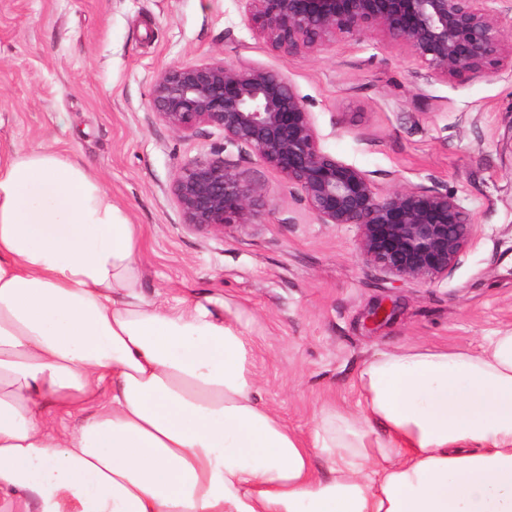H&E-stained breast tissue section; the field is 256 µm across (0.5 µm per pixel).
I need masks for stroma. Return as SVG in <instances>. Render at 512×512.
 <instances>
[{
  "label": "stroma",
  "mask_w": 512,
  "mask_h": 512,
  "mask_svg": "<svg viewBox=\"0 0 512 512\" xmlns=\"http://www.w3.org/2000/svg\"><path fill=\"white\" fill-rule=\"evenodd\" d=\"M246 61L279 71L321 147L376 186L437 187L471 214L475 242L445 279L394 285L357 256L358 230L320 224L301 193L254 153L201 127L182 137L151 104L157 75L184 63ZM78 159L139 230L148 299H226L249 336L260 396L292 429L320 406L354 407L376 353L477 346L512 324V70L463 82L379 36L316 52L272 50L242 0H0V150ZM223 150L263 196L260 224L201 236L172 194L182 164ZM394 311L373 325L377 305Z\"/></svg>",
  "instance_id": "1"
}]
</instances>
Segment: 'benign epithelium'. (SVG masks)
Wrapping results in <instances>:
<instances>
[{
    "label": "benign epithelium",
    "mask_w": 512,
    "mask_h": 512,
    "mask_svg": "<svg viewBox=\"0 0 512 512\" xmlns=\"http://www.w3.org/2000/svg\"><path fill=\"white\" fill-rule=\"evenodd\" d=\"M248 22L272 48L317 51L338 35L369 34L402 49L446 82L512 69V29L498 0H243ZM157 117L178 135L202 126L247 148L299 189L319 224L358 228L362 261L398 282L448 277L475 240L454 197L436 188L382 192L369 175L327 153L311 113L278 71L246 61L183 64L157 77ZM173 193L183 226L199 235L261 223L266 203L222 153L181 165Z\"/></svg>",
    "instance_id": "7a95c632"
}]
</instances>
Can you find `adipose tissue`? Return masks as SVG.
I'll use <instances>...</instances> for the list:
<instances>
[{"label":"adipose tissue","mask_w":512,"mask_h":512,"mask_svg":"<svg viewBox=\"0 0 512 512\" xmlns=\"http://www.w3.org/2000/svg\"><path fill=\"white\" fill-rule=\"evenodd\" d=\"M251 356L226 300L144 295L137 228L80 161L0 153V512H512V325L394 347L305 432Z\"/></svg>","instance_id":"1"}]
</instances>
